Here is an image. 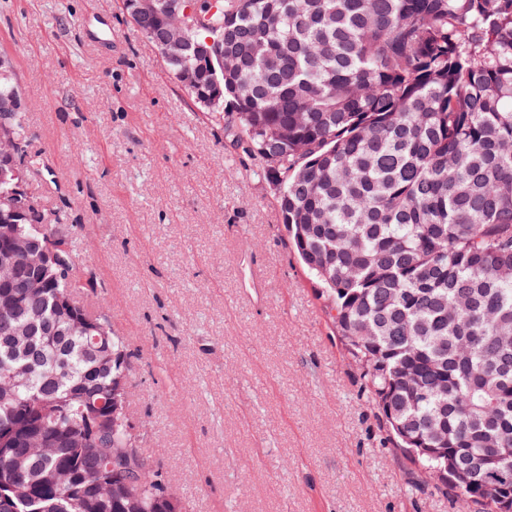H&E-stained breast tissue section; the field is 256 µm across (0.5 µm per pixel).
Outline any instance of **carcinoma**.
<instances>
[{
	"instance_id": "obj_1",
	"label": "carcinoma",
	"mask_w": 512,
	"mask_h": 512,
	"mask_svg": "<svg viewBox=\"0 0 512 512\" xmlns=\"http://www.w3.org/2000/svg\"><path fill=\"white\" fill-rule=\"evenodd\" d=\"M161 0L148 26L174 17ZM216 24L196 102L259 162L326 312L396 447L441 467L435 491L497 512L512 498V0H192ZM21 94L0 67V97ZM15 234L42 241L24 215ZM0 271V484L10 512H173L109 397L131 353L80 305L71 250L54 280ZM56 453L36 458L26 439ZM422 448L444 449L425 454ZM70 469L71 489L58 471Z\"/></svg>"
}]
</instances>
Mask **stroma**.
I'll list each match as a JSON object with an SVG mask.
<instances>
[{
    "label": "stroma",
    "mask_w": 512,
    "mask_h": 512,
    "mask_svg": "<svg viewBox=\"0 0 512 512\" xmlns=\"http://www.w3.org/2000/svg\"><path fill=\"white\" fill-rule=\"evenodd\" d=\"M29 183L133 354L138 445L185 512H457L412 491L272 184L122 0H0Z\"/></svg>",
    "instance_id": "stroma-1"
}]
</instances>
